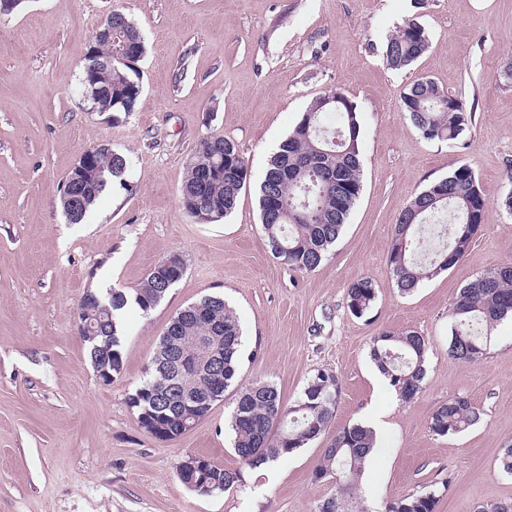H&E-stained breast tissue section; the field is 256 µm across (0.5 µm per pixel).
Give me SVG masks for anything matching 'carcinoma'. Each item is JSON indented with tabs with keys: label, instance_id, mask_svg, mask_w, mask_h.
Here are the masks:
<instances>
[{
	"label": "carcinoma",
	"instance_id": "cac0c4a2",
	"mask_svg": "<svg viewBox=\"0 0 512 512\" xmlns=\"http://www.w3.org/2000/svg\"><path fill=\"white\" fill-rule=\"evenodd\" d=\"M112 22L130 40L143 41L136 24L114 10ZM429 47L425 27L414 16L403 19L387 38L383 60L393 69L413 64ZM111 60L97 71L96 86L112 89V96L89 106L105 113L135 111L142 85L132 76V66L112 60L111 45L97 48L91 63ZM401 109L427 140L457 139L472 123V111L429 78L412 83L401 96ZM360 119L357 107L341 91H331L310 102L300 121L271 157L259 186V218L272 257L298 272H311L326 259L329 249L343 232L362 187L363 162L359 150ZM92 155L96 169L85 178L82 165L68 173L65 185H80L82 201L74 208L60 201L73 224L80 223L105 191L107 176L124 175L129 160L99 145ZM248 180V168L233 141L219 134L204 137L186 164L181 188L184 208L198 220L216 223L230 215ZM488 200L473 169L466 163L447 177L416 195L394 225L388 267L399 292L410 294L420 284L457 264L482 226ZM448 213L450 224L435 249L425 247L422 228L438 214ZM171 273L158 265L136 288H114L112 293L89 290L99 298L77 311L87 325L83 339L94 371L108 370L113 377L124 369L122 331L117 316L129 308L147 314L168 295ZM376 291L372 281L361 277L346 292L350 312L361 317L373 306ZM512 316V262L498 264L463 286L451 309L448 357L459 363H475L488 353V337L481 327H490ZM219 336L220 369L224 388L237 380L241 364L242 329L239 319L220 296H206L179 311L160 337L146 378L128 397L140 427L151 433L146 419L166 426L178 438L186 425L205 418L211 408L189 409L175 400L176 376L172 375L170 352L184 351L188 365L206 364L210 351L189 344L192 336ZM427 342L417 332L382 331L370 343L369 356L384 375L396 397L409 402L422 390L426 376ZM339 395L335 374L319 370L309 378L293 402L284 399L271 380L242 383L229 416L233 447L242 467L235 470L212 465L209 478L214 491L225 492L246 484V472L270 465L321 438L329 427ZM481 412L468 398L451 396L431 414L428 428L436 436L459 434L477 425ZM375 448L371 429L348 425L323 449L312 471L320 481L337 479L336 494L325 499L317 512H364L358 497L365 465ZM438 490L425 489L386 503L385 512H435Z\"/></svg>",
	"mask_w": 512,
	"mask_h": 512
}]
</instances>
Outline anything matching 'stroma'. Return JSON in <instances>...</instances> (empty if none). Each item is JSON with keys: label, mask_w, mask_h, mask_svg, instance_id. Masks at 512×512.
Returning <instances> with one entry per match:
<instances>
[{"label": "stroma", "mask_w": 512, "mask_h": 512, "mask_svg": "<svg viewBox=\"0 0 512 512\" xmlns=\"http://www.w3.org/2000/svg\"><path fill=\"white\" fill-rule=\"evenodd\" d=\"M140 27L135 112L88 110L79 97L91 33L113 8ZM418 15L427 51L394 70L387 37ZM512 0H29L0 17V512H316L334 479L312 470L326 438L251 472L245 487L201 495L176 476L188 455L240 468L227 427L233 392L173 441L139 426L128 396L182 308L220 296L243 330L241 377L277 383L296 399L317 371L340 386L328 436L381 414L385 426L359 490L366 512L421 486L448 480L436 512H474L512 498L497 457L512 447V321L491 328L481 361L448 357L450 310L460 288L512 261V216L496 200L512 167ZM427 77L472 106L452 141L424 139L400 109L402 93ZM357 106L363 190L335 247L312 272L273 259L264 240L258 187L270 156L309 102L333 90ZM233 140L249 180L218 223L179 200L186 161L201 139ZM103 145L130 160L72 224L60 207L64 181L82 153ZM489 204L465 256L400 294L387 267L392 227L411 200L461 163ZM183 278L149 315L128 309L124 371L99 383L76 333L89 289L134 288L169 254ZM370 278L372 309L347 308L346 289ZM383 330L428 341L422 391L398 400L369 357ZM467 397L481 422L451 437L428 428L448 397Z\"/></svg>", "instance_id": "35a3bbf8"}]
</instances>
